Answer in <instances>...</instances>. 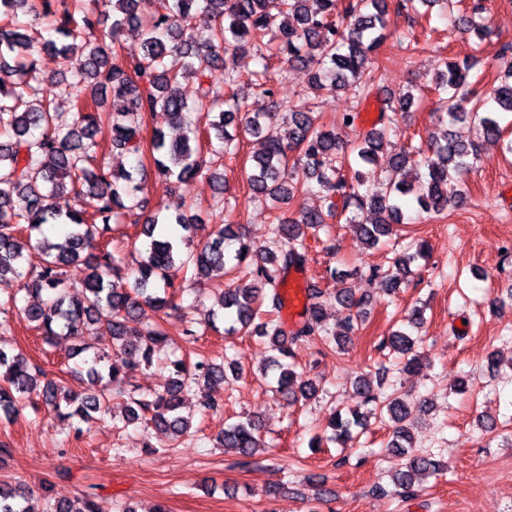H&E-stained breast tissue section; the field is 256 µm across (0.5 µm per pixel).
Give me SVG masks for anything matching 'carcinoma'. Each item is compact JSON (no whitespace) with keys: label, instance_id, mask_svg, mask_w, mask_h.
<instances>
[{"label":"carcinoma","instance_id":"cac0c4a2","mask_svg":"<svg viewBox=\"0 0 512 512\" xmlns=\"http://www.w3.org/2000/svg\"><path fill=\"white\" fill-rule=\"evenodd\" d=\"M444 5L453 28L473 34L481 42L489 35L485 7L471 14L454 13L455 0H112V22L96 13V0H0V284L29 278L18 288L0 289V331L15 314L32 324L46 345L67 337L77 342L71 356L82 359V392L75 393L47 378L44 370L22 352L0 347V416L16 418L28 406H44L62 420L81 424L111 417L124 425L140 420L179 438L188 434L191 421L182 414L183 393L200 395L206 410L217 411L221 399L215 386L224 382V362L199 354L194 362L173 356L172 376L161 390L144 392L125 382L126 369L150 367L155 355L174 344L161 319L174 307L183 289L178 273L192 270L193 283L227 276L232 285L219 289V302L232 317L227 334L255 333L267 338L272 356L261 369L271 375L278 392L294 402L318 396L319 384L296 371L290 345L319 337L334 353L343 354L370 305V296L357 295L349 274L327 268L322 276L333 284V297L345 310L336 328L328 329L322 310L327 291L311 284L303 320L291 331L280 313L285 271L307 261L306 237L328 228V219L345 217L368 247H375L410 223L409 207L419 214L448 217L458 205L465 178L474 167L477 144L456 138L451 127L467 122L478 138L505 144L512 154V139L505 140L501 118L512 115V45L497 52L503 77L490 95L480 98L470 86L481 59H447L434 74L441 97L433 117L436 130L428 148L434 158H422V146L407 145L393 158L403 171L398 183L381 179L376 169L386 136L400 116L417 106L420 97L408 89L388 101L378 122L359 130L355 143L344 146L319 115L302 105L282 108L277 102L264 112L243 111L240 75L233 67L238 53L269 49L266 63L253 71L246 86L271 98L270 58L289 67L310 71L311 88L336 93L350 84L369 95L374 86L371 56L382 46L391 26V13L417 12ZM213 19L205 33L191 20L197 12ZM43 17L55 33L36 46L20 16ZM140 41L142 52L122 58L112 48L118 36ZM83 39L86 53L70 56L68 40ZM60 57L65 69L60 79L33 86L26 77L36 71L35 54ZM224 70V89L211 82L212 73ZM193 79L197 98L183 96L181 83ZM75 94L68 112L55 105L57 93ZM162 112L179 138L166 139L155 129L143 135L147 121ZM282 118L283 133L251 156L244 171L249 191L281 209L296 198L320 194L324 206L300 209L296 218L278 214L271 234L274 247L257 250L240 224H218L196 248L184 250L197 225L188 221L184 205H160L139 196L145 179L144 159L154 174L183 182L205 172L224 182V156L237 154L240 138L257 136L262 126ZM215 137L218 146L210 158L201 150L202 139ZM110 152L132 155L134 171H114L94 165L101 140ZM146 215L141 225L142 248L126 252L112 245V223L125 211ZM177 225L184 235L165 230ZM40 258L39 270L28 272L29 254ZM427 257L424 241L393 252L388 267L370 269L368 280L379 291L393 295L408 282L411 266ZM82 265L80 286L68 282L66 268ZM423 310L412 309L402 326L378 344L396 355L400 370L419 369ZM109 333L111 348L92 351L93 334ZM353 396L365 411H335L329 421L330 442L345 444L370 418L391 429L387 447L408 454L413 444V420L407 395L376 390L372 374L353 381ZM217 446L233 448L252 458L264 448L258 422L238 418L225 424ZM440 464L430 453L409 454L404 469L391 477L393 493L411 498L423 482L439 474ZM46 512H97L92 499L77 503L47 490ZM21 485L0 481V512H31Z\"/></svg>","mask_w":512,"mask_h":512}]
</instances>
